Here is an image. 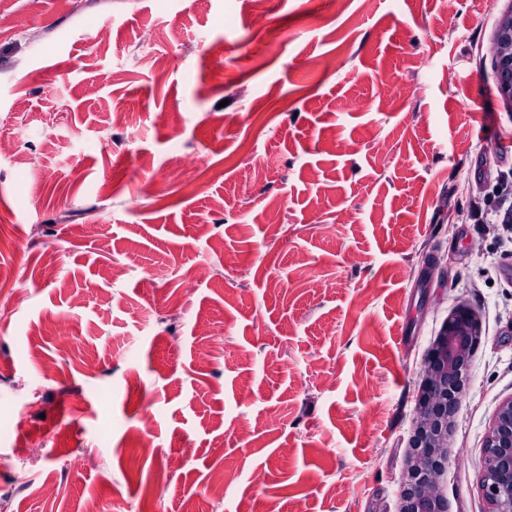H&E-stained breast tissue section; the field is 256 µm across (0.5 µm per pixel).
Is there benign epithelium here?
<instances>
[{
  "mask_svg": "<svg viewBox=\"0 0 512 512\" xmlns=\"http://www.w3.org/2000/svg\"><path fill=\"white\" fill-rule=\"evenodd\" d=\"M490 52L497 90L512 102V11L500 17ZM481 336L479 313L461 302L450 311L423 359L397 512H448L440 478ZM482 487L491 512H512V397L499 405L489 425Z\"/></svg>",
  "mask_w": 512,
  "mask_h": 512,
  "instance_id": "7a95c632",
  "label": "benign epithelium"
}]
</instances>
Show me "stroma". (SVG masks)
Wrapping results in <instances>:
<instances>
[{
    "instance_id": "35a3bbf8",
    "label": "stroma",
    "mask_w": 512,
    "mask_h": 512,
    "mask_svg": "<svg viewBox=\"0 0 512 512\" xmlns=\"http://www.w3.org/2000/svg\"><path fill=\"white\" fill-rule=\"evenodd\" d=\"M511 10L0 0L28 24L0 33L14 512H396L421 364L462 301L482 339L442 486L448 512H490L484 437L512 397V223L495 214L512 103L490 45ZM199 267L209 277L185 288ZM220 470L232 480L214 495Z\"/></svg>"
}]
</instances>
